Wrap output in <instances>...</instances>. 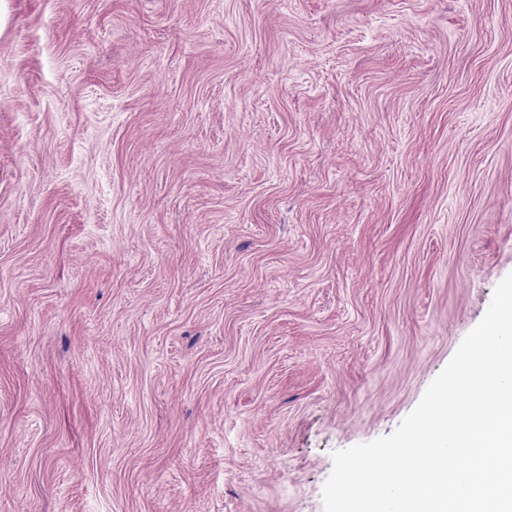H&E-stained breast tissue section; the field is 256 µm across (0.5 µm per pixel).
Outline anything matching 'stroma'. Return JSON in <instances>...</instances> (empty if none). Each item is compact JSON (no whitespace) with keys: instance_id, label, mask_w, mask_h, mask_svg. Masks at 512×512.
<instances>
[{"instance_id":"obj_1","label":"stroma","mask_w":512,"mask_h":512,"mask_svg":"<svg viewBox=\"0 0 512 512\" xmlns=\"http://www.w3.org/2000/svg\"><path fill=\"white\" fill-rule=\"evenodd\" d=\"M512 273V0H0V512H324Z\"/></svg>"}]
</instances>
